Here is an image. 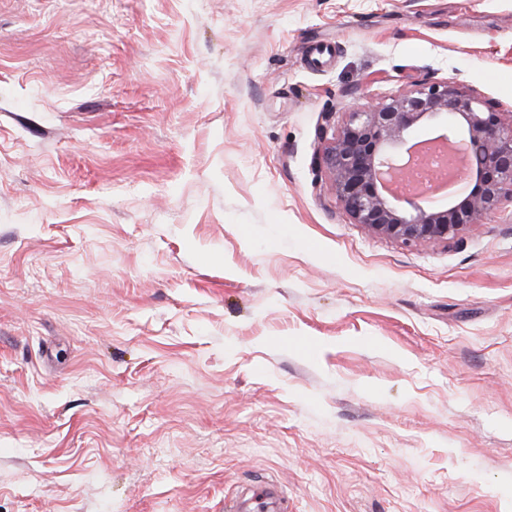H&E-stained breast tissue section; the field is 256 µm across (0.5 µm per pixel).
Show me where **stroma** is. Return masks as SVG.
Here are the masks:
<instances>
[{
    "instance_id": "obj_1",
    "label": "stroma",
    "mask_w": 512,
    "mask_h": 512,
    "mask_svg": "<svg viewBox=\"0 0 512 512\" xmlns=\"http://www.w3.org/2000/svg\"><path fill=\"white\" fill-rule=\"evenodd\" d=\"M448 79L512 111V0H0V512H512V207L407 247L314 166Z\"/></svg>"
}]
</instances>
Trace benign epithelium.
<instances>
[{
  "label": "benign epithelium",
  "instance_id": "1",
  "mask_svg": "<svg viewBox=\"0 0 512 512\" xmlns=\"http://www.w3.org/2000/svg\"><path fill=\"white\" fill-rule=\"evenodd\" d=\"M326 121L316 164L350 222L374 235L411 247L448 245L512 203V113L454 81L417 83L379 102L353 103ZM423 124L437 125L438 133L417 138ZM435 144L468 161V196L439 208L390 192L386 182H405L415 157Z\"/></svg>",
  "mask_w": 512,
  "mask_h": 512
}]
</instances>
